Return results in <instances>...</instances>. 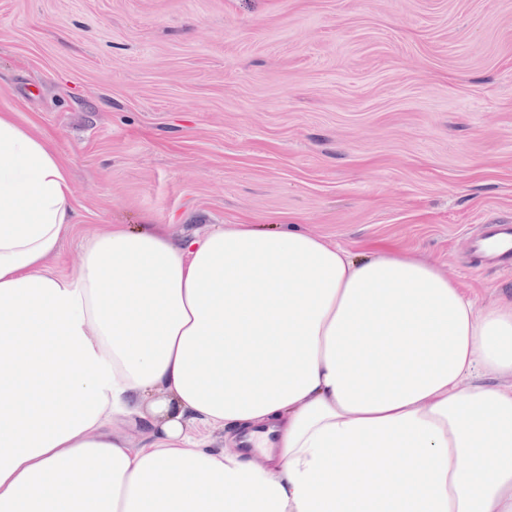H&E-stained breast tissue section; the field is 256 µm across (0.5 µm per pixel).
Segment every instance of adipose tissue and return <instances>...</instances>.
Wrapping results in <instances>:
<instances>
[{
  "instance_id": "1",
  "label": "adipose tissue",
  "mask_w": 512,
  "mask_h": 512,
  "mask_svg": "<svg viewBox=\"0 0 512 512\" xmlns=\"http://www.w3.org/2000/svg\"><path fill=\"white\" fill-rule=\"evenodd\" d=\"M73 218L0 112V512H512V299L251 224H116L56 274Z\"/></svg>"
}]
</instances>
